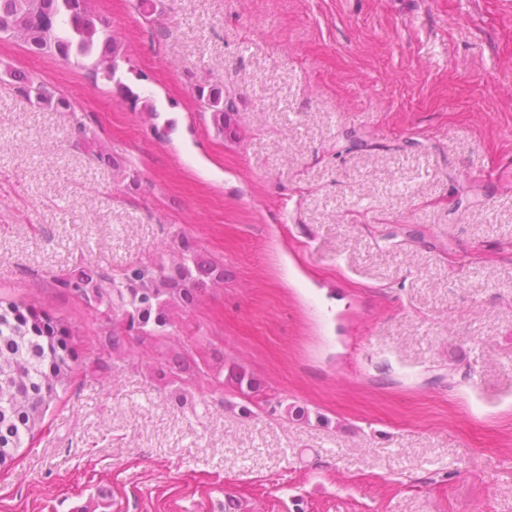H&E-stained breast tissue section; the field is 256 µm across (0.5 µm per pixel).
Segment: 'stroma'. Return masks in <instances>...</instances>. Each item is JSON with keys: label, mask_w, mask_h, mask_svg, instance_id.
<instances>
[{"label": "stroma", "mask_w": 512, "mask_h": 512, "mask_svg": "<svg viewBox=\"0 0 512 512\" xmlns=\"http://www.w3.org/2000/svg\"><path fill=\"white\" fill-rule=\"evenodd\" d=\"M95 6L155 112L12 40L0 69L67 94L140 182L0 83V298L67 319L89 362L108 328L53 275L188 238L224 280L173 314L172 345L209 373L233 355L275 400L176 393L165 352L131 349L48 411L0 512L102 486L112 512H512V0H158L151 26ZM195 93L203 104L205 112L211 113L212 125L218 133L230 130L227 112H233V106L224 103V88L220 85L199 84Z\"/></svg>", "instance_id": "35a3bbf8"}]
</instances>
